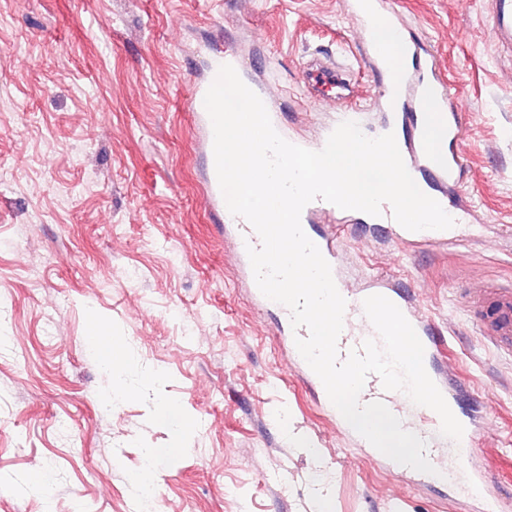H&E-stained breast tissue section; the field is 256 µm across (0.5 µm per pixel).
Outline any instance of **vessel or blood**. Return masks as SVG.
Returning a JSON list of instances; mask_svg holds the SVG:
<instances>
[{"instance_id":"1","label":"vessel or blood","mask_w":512,"mask_h":512,"mask_svg":"<svg viewBox=\"0 0 512 512\" xmlns=\"http://www.w3.org/2000/svg\"><path fill=\"white\" fill-rule=\"evenodd\" d=\"M351 12L357 17L360 29L359 54L368 63L372 74L381 78L374 97L382 106L384 116L376 125H367L365 109L356 100L345 99L334 121L325 124L317 138L309 140L297 135H288V142L313 150H321L337 124L353 121L361 125L365 135L375 138L395 133L396 141L405 166L416 183L422 185L426 195L437 200L456 223H475V209L464 203L461 187L465 174V161L461 151L464 139V116L453 103L450 85L442 79L438 62L424 42L409 43L408 49L415 63L412 68H389L387 49L372 34L374 22L391 10V0H350ZM489 25L495 47L499 53L512 58V0H490ZM340 65L332 58L313 60L304 80L316 92H323L330 81L335 80ZM209 88L208 82L195 84L193 88V118L204 134L207 148L204 161L202 191L214 221L225 237L230 239L239 269L251 285V296L259 308L272 309L279 313L283 328V342L292 365L301 373L306 384L316 393L320 409L335 422L337 428L357 447L368 460L401 475L422 480L428 484H443L461 489L468 498L482 506V512H512V505L491 497L484 473L472 464L473 449L477 439L473 420L466 415L459 421L464 427L460 441H453L440 432L441 421L430 408L415 405L409 397L399 391H388L377 375H369L360 394L361 403L383 402L400 420L403 428L415 433L426 443V457L433 466L432 472L424 473L399 464L372 446L346 422L329 400L325 388L300 355L295 340L307 337V328H293L287 307L265 297L254 285V274L247 255V246H260L261 240L253 227L244 218L232 215L219 188L215 172L213 130L204 105ZM437 109L440 125L448 143L447 150L436 151L427 136L426 126L430 109ZM348 211L317 199L305 206L301 213V224L307 236L318 246L323 257L332 268L336 287L346 301L343 330L338 339L340 356H347L353 349H361L365 340L377 339L378 334L364 314L363 301L371 295H382L391 300L414 327L424 349L425 369L443 394L450 410H457L459 398L451 387L452 372L445 357L447 344L437 337L429 317L419 313L412 303L408 290L400 288L389 279L372 275L365 287L351 289L341 276L337 232L316 231L314 221L319 217L335 219L339 227L344 226ZM366 223L388 225L397 243L413 248L429 243L444 242L448 233L444 230L410 231L394 222L390 205H382L379 216H366ZM469 305L475 310H484L486 334L500 353L512 357V289L484 287L470 292Z\"/></svg>"}]
</instances>
